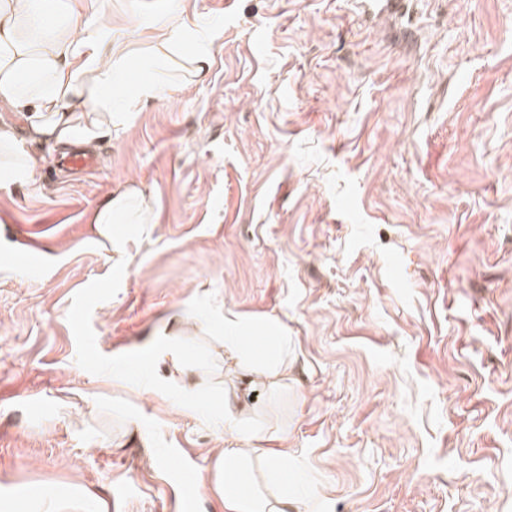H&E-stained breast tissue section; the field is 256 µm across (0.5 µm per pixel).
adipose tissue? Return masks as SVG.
<instances>
[{
	"mask_svg": "<svg viewBox=\"0 0 512 512\" xmlns=\"http://www.w3.org/2000/svg\"><path fill=\"white\" fill-rule=\"evenodd\" d=\"M189 39L204 44L211 37L204 30H187L174 16L144 53L115 43L110 29L97 25L79 0H0V112L26 113L28 122V135L22 139L9 125H0V149L7 151L0 163V186L34 179L42 162L35 145L88 146L102 132L129 126L133 110L162 91L161 66L182 54ZM134 71L141 77L133 83L131 95L114 103L113 87L128 81ZM143 197L140 189L130 186L95 212L93 222L115 253L123 252L127 237L113 233L112 227L143 223ZM212 329L224 339L228 377H241L264 389L281 386L287 379L285 328L227 315ZM247 336L263 339V347H247ZM219 414L224 447L215 459V491L224 512H291L287 491L260 487L252 474L259 460L267 468L280 467L283 454L270 444L286 441V431L250 424V409L238 407L230 392L225 393Z\"/></svg>",
	"mask_w": 512,
	"mask_h": 512,
	"instance_id": "obj_1",
	"label": "adipose tissue"
}]
</instances>
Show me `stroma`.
<instances>
[{
  "mask_svg": "<svg viewBox=\"0 0 512 512\" xmlns=\"http://www.w3.org/2000/svg\"><path fill=\"white\" fill-rule=\"evenodd\" d=\"M134 48L170 0H93ZM206 74L102 135L99 166L0 189V512L85 489L179 512L209 486L223 377L147 349L185 318L189 361L230 311L288 329V492L320 512H512V0H180ZM140 188L123 258L90 218ZM36 249L39 272L10 253ZM195 387L203 409L171 398Z\"/></svg>",
  "mask_w": 512,
  "mask_h": 512,
  "instance_id": "stroma-1",
  "label": "stroma"
}]
</instances>
